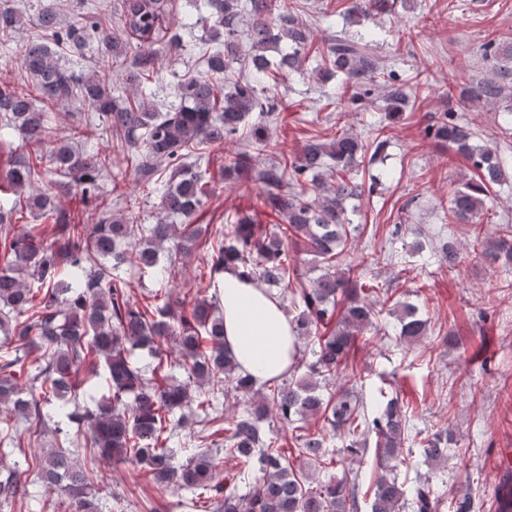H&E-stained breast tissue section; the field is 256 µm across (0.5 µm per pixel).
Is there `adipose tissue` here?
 <instances>
[{
    "label": "adipose tissue",
    "mask_w": 512,
    "mask_h": 512,
    "mask_svg": "<svg viewBox=\"0 0 512 512\" xmlns=\"http://www.w3.org/2000/svg\"><path fill=\"white\" fill-rule=\"evenodd\" d=\"M218 286L224 338L239 372L252 376L259 386L287 372L295 333L280 302L237 270L219 273Z\"/></svg>",
    "instance_id": "1"
}]
</instances>
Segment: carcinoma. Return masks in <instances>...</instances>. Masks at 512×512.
Instances as JSON below:
<instances>
[{
    "label": "carcinoma",
    "instance_id": "cac0c4a2",
    "mask_svg": "<svg viewBox=\"0 0 512 512\" xmlns=\"http://www.w3.org/2000/svg\"><path fill=\"white\" fill-rule=\"evenodd\" d=\"M212 28L224 30V50L203 53L204 70L175 86L180 99L173 110L160 114L145 101L157 72V37L166 16V0H122L125 31L135 35L133 46L107 32L92 13L80 25H60L52 11L36 21L40 36L29 40L22 67L30 82L22 90L0 83V128L17 130L24 143L51 146L49 168L42 157L27 156L5 172L6 188L18 199L0 203V405L31 423L57 418L76 424L80 447L100 459L129 462L136 477L152 475L158 484L194 495L192 507L211 500V512H437L443 500L432 477L412 486L399 482L397 468L405 441L407 409L390 399L369 414L353 391L321 385L348 368L351 345L369 330L383 331L373 322L375 307H385L390 288L367 284L366 276L341 268L352 249L344 203L364 192L351 171L374 161L390 135L376 129L369 149L347 130L330 140L312 136L294 155L279 151L271 125L278 112L266 92L286 75L303 67L313 44L311 26L299 18L298 0H208ZM390 0H355L348 10L366 19ZM248 21L247 51L238 44L239 28ZM22 25L20 16L0 0V38L9 41ZM99 47L98 71L82 77L59 63L51 47L82 54L88 43ZM374 35L338 31L318 52L312 68L325 80L345 76L348 102L359 109L381 90L393 104H404L410 86L375 54ZM280 50L273 65L266 57ZM485 58L496 60L489 77L467 90V96L489 105L505 104L502 125H512V42L491 39L482 45ZM119 76L133 92L112 95L105 75ZM74 99L84 101L102 123V132L126 154L141 175L143 188L159 193L157 223L140 224L132 209L112 214V201L100 195V178L111 172L108 154L84 155L59 138L56 109ZM238 137L247 148L224 158V178L245 170L259 185L257 205L280 220L271 227L237 218L230 230L221 224H194L211 194L210 181L200 171L205 150ZM424 136L446 141L464 154L477 171L452 190L450 217L455 224H473L474 249L489 263L512 264V225L498 234L482 233L481 220L491 192L512 179L509 159L490 145L472 143L474 133L455 112H443L424 129ZM172 170L169 181L154 179L157 164ZM49 183L75 190L80 202L97 201L102 219L96 224H72L55 195L43 189L29 192L45 177ZM29 215L53 218L47 228L16 222ZM295 247L323 264V273L299 297H288L290 248ZM213 275L242 268L267 287L270 296L291 301L297 339L294 367L297 377L257 388L237 371L238 364L224 345V313L217 294H202L205 275L191 290L166 288L155 294L159 304L131 300L128 281L120 269L128 259L141 269L156 267L175 282L186 260L198 251ZM399 336L416 341L427 334L428 320L404 304L393 310ZM174 339L177 364L186 377L167 373L172 363L166 344ZM34 349L39 360L25 365L23 355ZM106 373L108 393L81 390L80 374ZM242 409L222 417V402ZM199 422H224V447H212L201 437L185 460L177 459L172 439L185 427L187 414ZM319 416L339 440L330 450L317 431L296 436V446L280 448L268 440L263 425L271 419L286 427ZM375 437L378 472L359 491V476L348 463L362 456L369 437ZM448 430L420 440L430 471L448 460ZM314 465L336 466L338 475L322 481L295 469L289 455ZM235 462L224 478L215 479L219 456ZM45 485L62 487L69 499L66 512H98L90 500L94 481L70 448H49L36 464ZM252 479L249 491L239 483ZM28 495L20 472L0 474V504ZM496 512H512V480L495 497ZM472 491L459 492L453 512H478Z\"/></svg>",
    "mask_w": 512,
    "mask_h": 512
}]
</instances>
